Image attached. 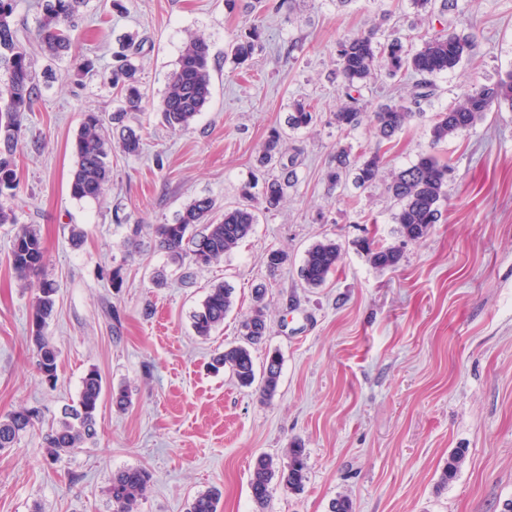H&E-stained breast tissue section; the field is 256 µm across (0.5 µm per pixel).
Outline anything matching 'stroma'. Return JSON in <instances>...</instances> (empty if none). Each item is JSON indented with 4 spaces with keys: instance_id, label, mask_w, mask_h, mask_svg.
<instances>
[{
    "instance_id": "35a3bbf8",
    "label": "stroma",
    "mask_w": 512,
    "mask_h": 512,
    "mask_svg": "<svg viewBox=\"0 0 512 512\" xmlns=\"http://www.w3.org/2000/svg\"><path fill=\"white\" fill-rule=\"evenodd\" d=\"M455 10L415 0H85L75 19V53L45 57L37 41V0H17L14 18L34 59L39 99L24 119L14 155L17 224L0 225V417L35 407L44 423L76 402L82 379L97 371L106 391L101 429L83 448L52 461L41 428L0 450V512H113L117 471L143 467L151 487L139 512H187L192 498L219 489L218 512H255L249 480L255 457L285 459L293 440L308 452L300 492L272 483L265 512H329L348 497L353 512H502L512 499V107L485 118L436 151L453 168L441 218L422 240L402 237L386 180L361 189L326 179L339 148H378L385 171L408 166L429 148V121L473 84L512 70V0H456ZM474 35L458 66L436 75L426 118L393 142L376 144L367 125L342 131L336 45L377 29L420 48L445 27ZM259 46L235 65L228 48L251 28ZM132 35L149 105L132 113L140 155L113 148L103 198L79 201L68 190L72 145L84 114L109 117L120 97L108 76L118 40ZM210 46L211 98L189 131L164 127L156 107L190 36ZM95 63L80 70L77 56ZM414 76L378 70L363 90L365 109L408 99ZM306 100L320 114L293 130L287 117ZM285 131L297 179L278 211L259 212L250 235L219 261L194 270L191 284L151 233L131 252V224H168L198 197L238 202L272 128ZM34 225L46 248L45 278L58 287L45 334L58 351L56 385L37 368L30 336L33 281H18L6 261L18 224ZM84 233L72 246L71 230ZM336 240L341 260L318 288L300 278L304 253ZM396 246L398 267L371 262L365 242ZM284 264L269 270L268 251ZM121 268L112 288L102 271ZM235 290L232 310L209 339L192 314L210 285ZM269 331L253 347L255 367L282 358L276 395L243 388L213 371L214 353L240 344L255 288ZM132 402L114 406L110 390ZM465 460L448 485L449 455Z\"/></svg>"
}]
</instances>
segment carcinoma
<instances>
[{"mask_svg":"<svg viewBox=\"0 0 512 512\" xmlns=\"http://www.w3.org/2000/svg\"><path fill=\"white\" fill-rule=\"evenodd\" d=\"M83 0H44L43 14L38 24L41 47L52 56L72 50L70 31ZM15 0H0V67L8 74L7 82L0 86V224H15L17 217L13 200L16 188V171L12 156L18 146L23 125L21 116L33 111L37 86L34 83L32 63L21 45L19 28L14 21ZM134 43L113 55L114 64L110 80L120 91L124 108L112 113V123L121 124L127 113L142 110L143 93L140 89L139 68L134 63ZM473 40L462 38L450 30L435 33L422 42L420 48L409 50L401 38L393 37L384 42L376 32L349 35L337 43L339 72L343 79L345 102L334 112V123L342 131L354 129L367 122L373 137L380 143L390 142L414 119L423 116L421 104L430 100L434 88L430 77L454 69L471 51ZM255 49L251 36L236 42L231 54L237 63L247 61ZM386 69L389 74L409 72L418 76L410 99L403 103L381 104L371 112L360 105L359 84L376 71ZM211 97V66L209 45L205 38L195 36L184 47L175 70L170 76L168 90L158 107L162 123L174 132L185 131L194 123L197 115ZM512 105V70L491 86L476 85L461 96L458 103L445 112H438L429 128L431 151L421 154L409 166L391 173L387 190L400 204L394 214L400 232L409 241L424 238L432 226L438 223L440 207L448 199V175L451 168L432 152L439 144L455 137L463 130L483 120L495 104ZM317 113L314 105L300 101L293 105L288 115L292 129L307 128L315 124ZM109 138L103 133V123L98 115L86 116L73 143L74 166L70 171L68 189L76 200L97 199L112 180L109 159ZM122 151L137 156L142 151L141 137L128 129L121 134ZM281 133L273 129L267 136L259 167L279 169V174L265 179L261 192L264 210L277 209L290 184L296 180L294 160L283 162ZM355 168V183L367 188L381 177L382 159L376 151H365L360 158H351L349 151L339 149L333 158V166L327 172L330 183L337 185L350 168ZM252 186L242 190L246 203L224 209L217 217L216 203L210 197L193 200L178 214L172 224L152 226L158 248L170 261L180 267L185 265H209L224 257L242 242L257 223ZM371 260L379 268H393L401 259L396 247L369 249ZM341 259V247L332 239L312 244L306 251L300 269V277L310 287L322 285L328 275L336 270ZM45 262L44 243L37 231L24 225L14 235L9 265L21 280L41 273ZM57 286L45 280L33 304L32 339L37 347L39 370L57 368L58 351L44 336L43 330L55 307ZM233 306V289L224 283L209 288L201 308L194 315L197 336L207 339L224 323V317ZM246 343L257 345L267 331L263 308L258 306L241 324ZM213 368H226L237 382L248 387L255 381L251 352L244 346L224 350L214 358ZM281 370V359L273 353L266 358L263 371L262 393L266 397L275 394ZM103 394L102 378L95 370L83 378L77 404L64 409L57 425L51 427L44 440L48 454L54 461L80 449L98 434L100 422L98 408ZM39 411L22 407L0 417V449L12 448L20 436L35 428ZM288 462L279 464L269 454L259 456L252 469L249 482L250 494L263 512L273 479L291 491L304 488L308 478L307 453L302 445L290 444ZM465 457V450L456 449L448 457V464L441 475L445 485L457 474ZM151 473L142 467L127 468L112 476L109 492L113 512H139L145 498ZM220 493L211 489L198 494L190 504L189 512H217Z\"/></svg>","mask_w":512,"mask_h":512,"instance_id":"obj_1","label":"carcinoma"}]
</instances>
